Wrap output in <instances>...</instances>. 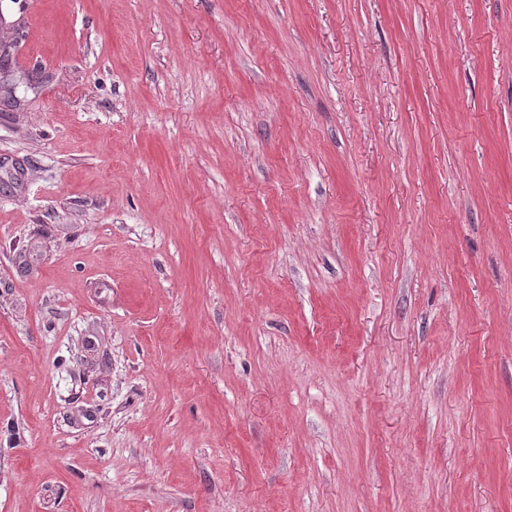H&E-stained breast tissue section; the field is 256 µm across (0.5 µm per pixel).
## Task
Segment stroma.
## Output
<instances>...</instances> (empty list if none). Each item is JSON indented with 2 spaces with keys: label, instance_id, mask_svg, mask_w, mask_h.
<instances>
[{
  "label": "stroma",
  "instance_id": "obj_1",
  "mask_svg": "<svg viewBox=\"0 0 512 512\" xmlns=\"http://www.w3.org/2000/svg\"><path fill=\"white\" fill-rule=\"evenodd\" d=\"M0 512H512V0H0Z\"/></svg>",
  "mask_w": 512,
  "mask_h": 512
}]
</instances>
